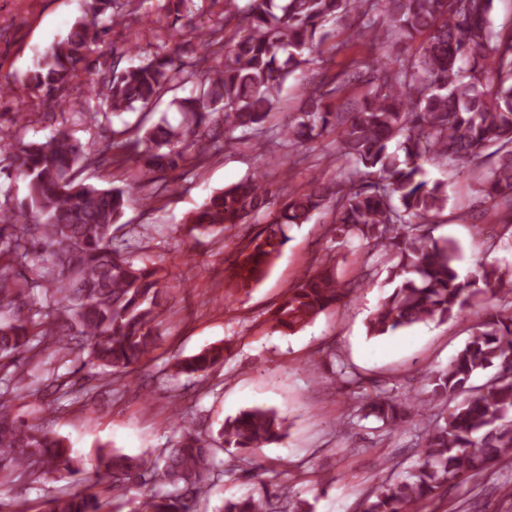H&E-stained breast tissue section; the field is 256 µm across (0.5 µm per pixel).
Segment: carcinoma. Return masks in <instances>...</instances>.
I'll return each mask as SVG.
<instances>
[{"mask_svg": "<svg viewBox=\"0 0 512 512\" xmlns=\"http://www.w3.org/2000/svg\"><path fill=\"white\" fill-rule=\"evenodd\" d=\"M133 0H84L68 33L50 43L23 76L24 85L62 112L81 102L62 95L78 77L90 43L123 23ZM222 3L220 21L203 31L171 22V51L135 66L101 69L85 86V97L102 100L100 114L138 113L134 123L110 128V139L85 148L66 129L46 141L23 142L0 131V173L23 178L26 194L0 189V482L17 472L38 478L51 470L74 473L69 448L39 424L11 416V401L32 392L16 362L22 353L54 349L59 357L87 353L84 364L119 380L130 376L156 347L166 284L164 268L138 266L127 246L115 243L130 192L149 211L160 193L149 186L160 175L200 170L221 150L249 145L261 166L243 182L212 193L188 219V234H220L246 222L261 231L241 250L227 285L261 283L290 241L291 226L307 224L317 212L332 213L326 233L343 246L357 239L367 248L370 272L385 266L392 291L367 325L372 337L428 322L458 319L486 296L498 304L481 309L463 349L437 373H425L420 393L361 396L338 431L374 417L387 432L411 417L421 425L420 457L405 474L378 485L362 512H420L441 489L495 473L512 461V267L482 266L460 276L457 244L432 235L446 209L445 188L424 179L423 164L466 169L489 164L480 193L499 223L512 228V32L494 31V0H210ZM399 49L381 61L353 54L343 71L323 68L302 88V106L282 124L267 126L285 84L307 67L328 22L354 14V36L332 46L346 53L354 40L375 49L377 5ZM425 36L413 47L418 36ZM198 40L202 54L180 49ZM352 81L370 86L351 112H333L328 95ZM189 88L170 107L173 123L152 121L151 107L167 92ZM336 134V179L312 177L305 187L285 191L267 179L265 145L293 152ZM137 165L135 180L98 186L82 178L88 168ZM356 282L323 255L306 269L269 310L271 329L295 333L346 301ZM24 288H42L47 307L40 317H22L17 298ZM223 346H211L171 369L202 379L224 364ZM493 374L481 385L473 378ZM285 420L254 407L224 420L217 436L182 427L178 438L155 458L100 450L95 471L116 496L128 497L129 512H199V502L223 471L217 455L226 448L250 450L279 443ZM260 486L224 500L219 512H311L304 500L280 489L277 476L245 471ZM41 512H107L106 501L89 487L61 491Z\"/></svg>", "mask_w": 512, "mask_h": 512, "instance_id": "1", "label": "carcinoma"}]
</instances>
